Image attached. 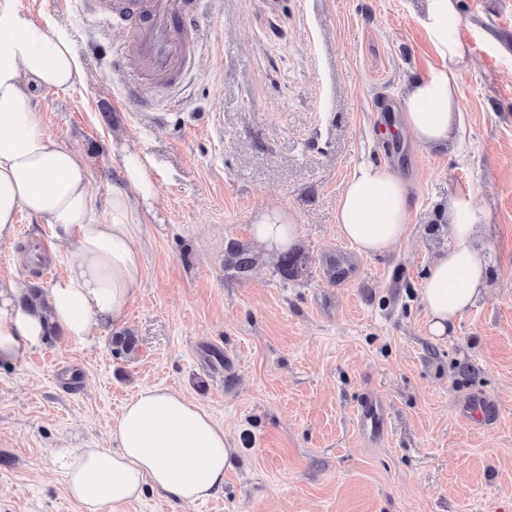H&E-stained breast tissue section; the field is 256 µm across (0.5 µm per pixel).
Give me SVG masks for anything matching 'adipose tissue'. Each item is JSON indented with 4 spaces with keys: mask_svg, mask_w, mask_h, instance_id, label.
Listing matches in <instances>:
<instances>
[{
    "mask_svg": "<svg viewBox=\"0 0 512 512\" xmlns=\"http://www.w3.org/2000/svg\"><path fill=\"white\" fill-rule=\"evenodd\" d=\"M421 27L439 63L418 78L401 101L403 127L424 147L443 145L460 116L458 76L470 63L460 37L458 0H422ZM82 76L71 45L38 26L22 9L0 6V246L16 240L20 214L48 226L65 246V273L45 298L24 301L16 278L0 276V364L19 361L54 331L76 340L92 328L121 323L144 284L142 226L135 202L156 196L151 169L124 144L112 145L122 165V188L110 201V221L98 219L91 173L80 152L46 134L31 90H66ZM410 188L387 168L356 166L336 211L341 236L363 254L389 251L408 232ZM449 244L434 260L421 299L428 332L444 336L486 286L487 262L474 230L484 214L471 195L448 200ZM292 215L259 213L256 240L288 247ZM111 447L55 448L65 492L81 512H102L139 499L145 490L175 501L197 502L222 491L232 454L230 439L198 404L170 387L141 389L109 427Z\"/></svg>",
    "mask_w": 512,
    "mask_h": 512,
    "instance_id": "ef3b65f1",
    "label": "adipose tissue"
}]
</instances>
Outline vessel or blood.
Instances as JSON below:
<instances>
[{
	"mask_svg": "<svg viewBox=\"0 0 512 512\" xmlns=\"http://www.w3.org/2000/svg\"><path fill=\"white\" fill-rule=\"evenodd\" d=\"M86 14L109 32H126L139 54L137 69L151 78L149 86H128L125 109L143 107L146 95L159 105L172 101L171 95L184 84L187 75L200 69L204 61L200 42L201 9L206 0H197L196 10L183 9L178 0H82ZM388 409L376 398H367L358 412L357 427L369 442L384 439Z\"/></svg>",
	"mask_w": 512,
	"mask_h": 512,
	"instance_id": "vessel-or-blood-1",
	"label": "vessel or blood"
}]
</instances>
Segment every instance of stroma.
Instances as JSON below:
<instances>
[{"instance_id":"35a3bbf8","label":"stroma","mask_w":512,"mask_h":512,"mask_svg":"<svg viewBox=\"0 0 512 512\" xmlns=\"http://www.w3.org/2000/svg\"><path fill=\"white\" fill-rule=\"evenodd\" d=\"M15 3L79 60L80 80L33 103L85 156L101 218L121 185L112 139L151 166L158 197L125 320L82 341L54 333L0 367V512H80L51 449L108 446L109 423L152 386L223 424L232 467L210 499L149 491L120 512H512V0H459L472 61L453 143L434 148L382 134L436 63L418 0H222L200 18L204 69L162 112L115 111L107 52L120 37L82 5ZM360 161L411 185L408 235L383 254L359 253L336 225ZM460 191L486 214L487 287L435 338L421 288ZM264 209L295 218L294 279L254 237ZM232 240L256 255L251 274L228 269ZM333 262L345 281L329 279ZM64 272L50 229L20 215L0 274L44 291ZM127 329L136 350L114 357ZM369 391L389 408L378 444L357 430ZM475 395L496 406L490 425L463 417Z\"/></svg>"}]
</instances>
